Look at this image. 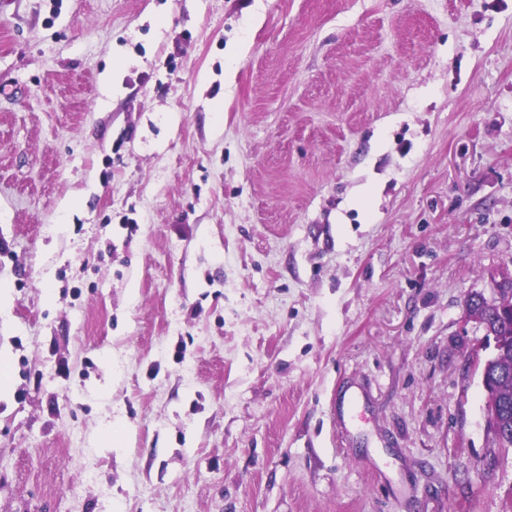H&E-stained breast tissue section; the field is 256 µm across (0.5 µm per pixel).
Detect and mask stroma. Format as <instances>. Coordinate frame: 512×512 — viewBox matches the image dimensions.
<instances>
[{
    "label": "stroma",
    "mask_w": 512,
    "mask_h": 512,
    "mask_svg": "<svg viewBox=\"0 0 512 512\" xmlns=\"http://www.w3.org/2000/svg\"><path fill=\"white\" fill-rule=\"evenodd\" d=\"M505 276L512 0H0V512H512ZM470 303L483 323L487 324L495 336H500L502 346L487 359V376L498 385L501 415L508 417L509 435L496 442L502 448L512 447V317L503 318L498 314L495 302L481 296L472 297Z\"/></svg>",
    "instance_id": "1"
}]
</instances>
